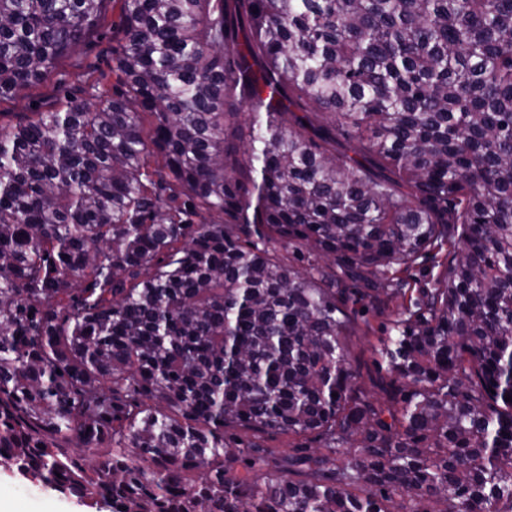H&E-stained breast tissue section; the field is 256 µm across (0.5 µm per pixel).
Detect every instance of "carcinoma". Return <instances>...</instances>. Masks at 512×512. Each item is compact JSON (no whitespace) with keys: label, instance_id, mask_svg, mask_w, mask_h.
Wrapping results in <instances>:
<instances>
[{"label":"carcinoma","instance_id":"cac0c4a2","mask_svg":"<svg viewBox=\"0 0 512 512\" xmlns=\"http://www.w3.org/2000/svg\"><path fill=\"white\" fill-rule=\"evenodd\" d=\"M111 6L87 98L0 124V461L96 512H512V0H0V101ZM443 267L437 266L431 259L421 258L412 269L411 288H431ZM391 312L386 309L385 311H371L358 317V329L355 336H351L349 346L354 356L361 361V369L366 382L367 389L377 397H382L383 394L377 389H373L369 382V377L375 378L378 376L377 367L374 363L378 359L374 354L373 346L378 344L380 336H386V326L391 318Z\"/></svg>","mask_w":512,"mask_h":512}]
</instances>
